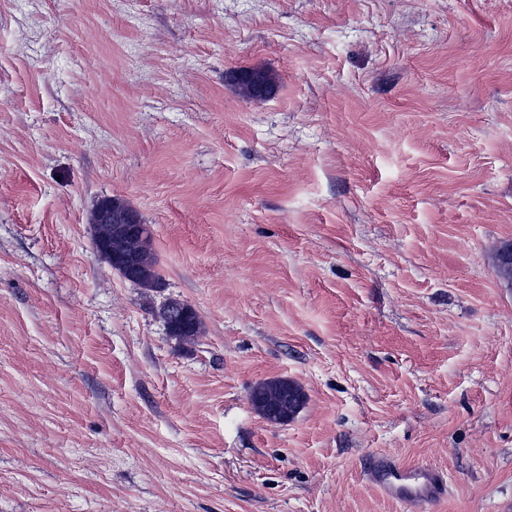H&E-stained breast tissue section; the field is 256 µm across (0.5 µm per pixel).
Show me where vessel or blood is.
<instances>
[{"label":"vessel or blood","instance_id":"b4317fda","mask_svg":"<svg viewBox=\"0 0 512 512\" xmlns=\"http://www.w3.org/2000/svg\"><path fill=\"white\" fill-rule=\"evenodd\" d=\"M367 475L387 499L403 503L409 512L446 497L448 482L442 471L430 465L406 467L386 455L371 462Z\"/></svg>","mask_w":512,"mask_h":512}]
</instances>
